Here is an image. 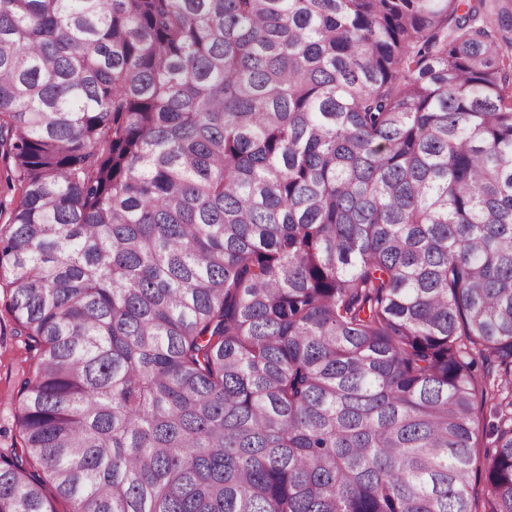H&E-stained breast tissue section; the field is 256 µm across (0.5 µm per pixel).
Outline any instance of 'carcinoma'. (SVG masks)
I'll return each mask as SVG.
<instances>
[{
	"label": "carcinoma",
	"mask_w": 512,
	"mask_h": 512,
	"mask_svg": "<svg viewBox=\"0 0 512 512\" xmlns=\"http://www.w3.org/2000/svg\"><path fill=\"white\" fill-rule=\"evenodd\" d=\"M0 157V512H512V0H0ZM4 299L0 295V312L4 319L0 323V452L20 450L21 443L16 415L20 408L18 389L24 372L28 368L25 338L15 336L13 324L4 312ZM478 413L481 423L477 436V448L475 449L473 481L476 484V490L478 491L476 510L477 512H483V493L485 488V479L484 472L479 470V467L481 466V460L483 459L484 453L494 448V444L492 443L494 436L491 435V424L495 422V419L493 410H491L490 403L482 407H480L479 404Z\"/></svg>",
	"instance_id": "1"
}]
</instances>
